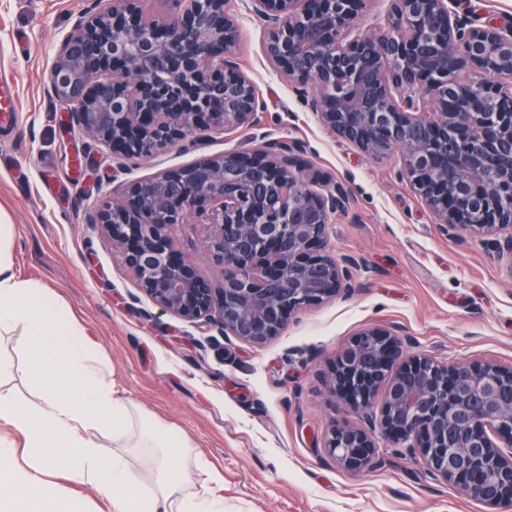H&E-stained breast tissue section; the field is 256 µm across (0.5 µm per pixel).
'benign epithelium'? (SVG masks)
Listing matches in <instances>:
<instances>
[{
    "mask_svg": "<svg viewBox=\"0 0 512 512\" xmlns=\"http://www.w3.org/2000/svg\"><path fill=\"white\" fill-rule=\"evenodd\" d=\"M145 2L91 0L58 45L50 84L68 122L115 159L258 128L264 104L235 61L227 0H172L157 15ZM367 2L251 0L269 64L319 121L370 157L401 151L398 176L440 231L493 235L512 266V26H477L448 0H391L390 29L359 33ZM258 140L131 182L90 217L161 312L256 346L295 312L347 295L357 268L331 246L346 188L299 180L303 143ZM192 219L216 277L176 245ZM327 383L364 411V425L324 435L337 465L377 463L379 433L490 512L512 506V367L450 364L377 327L337 353Z\"/></svg>",
    "mask_w": 512,
    "mask_h": 512,
    "instance_id": "1",
    "label": "benign epithelium"
}]
</instances>
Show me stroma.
I'll list each match as a JSON object with an SVG mask.
<instances>
[{"label": "stroma", "instance_id": "stroma-1", "mask_svg": "<svg viewBox=\"0 0 512 512\" xmlns=\"http://www.w3.org/2000/svg\"><path fill=\"white\" fill-rule=\"evenodd\" d=\"M89 0H0V77L17 102L0 121V222L14 225V270L39 281L76 319L82 339L134 421L166 426L200 456L189 491L218 488L224 512H485L389 439L380 464L342 469L321 445L331 426L359 421L323 375L340 348L372 327L397 330L413 351L512 366V269L490 239L442 234L401 181L399 153L378 158L327 130L268 64L264 23L250 0L239 16V68L265 104L261 129L307 147L314 172L343 183L347 214L331 242L356 258L353 291L291 315L262 346L210 322L163 314L122 266L89 215L99 195L199 159L247 147L239 128L187 136L153 158L113 162L65 125L49 74L57 45Z\"/></svg>", "mask_w": 512, "mask_h": 512}]
</instances>
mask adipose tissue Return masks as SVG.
<instances>
[{"instance_id": "obj_1", "label": "adipose tissue", "mask_w": 512, "mask_h": 512, "mask_svg": "<svg viewBox=\"0 0 512 512\" xmlns=\"http://www.w3.org/2000/svg\"><path fill=\"white\" fill-rule=\"evenodd\" d=\"M14 227L0 224V337L24 336V373L41 391L37 404L21 403L0 385V425L19 433L23 446L0 438V512H78L72 499L49 491L47 480L65 469L71 480L95 487L113 512H224L218 496L185 492L184 479L170 461L177 442L159 425L142 430L138 447L156 451L155 483H142L131 456L103 458L90 430L127 436L131 412L116 397L90 353L76 344V321L57 306L47 288L17 278L11 271L8 241Z\"/></svg>"}]
</instances>
